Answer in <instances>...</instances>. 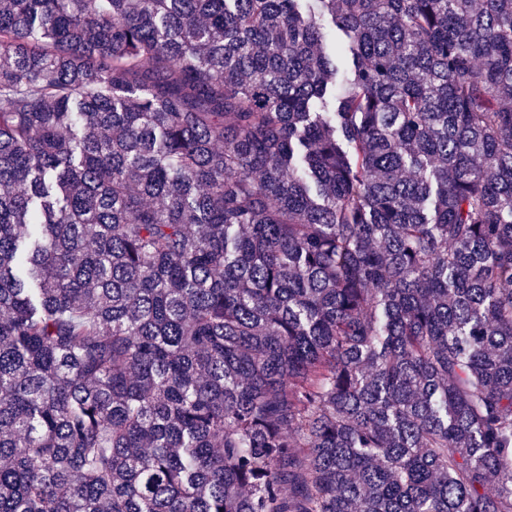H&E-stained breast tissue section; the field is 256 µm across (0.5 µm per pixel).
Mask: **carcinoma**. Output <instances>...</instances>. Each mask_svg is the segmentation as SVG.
I'll use <instances>...</instances> for the list:
<instances>
[{
    "instance_id": "1",
    "label": "carcinoma",
    "mask_w": 512,
    "mask_h": 512,
    "mask_svg": "<svg viewBox=\"0 0 512 512\" xmlns=\"http://www.w3.org/2000/svg\"><path fill=\"white\" fill-rule=\"evenodd\" d=\"M0 512H512V0H0Z\"/></svg>"
}]
</instances>
